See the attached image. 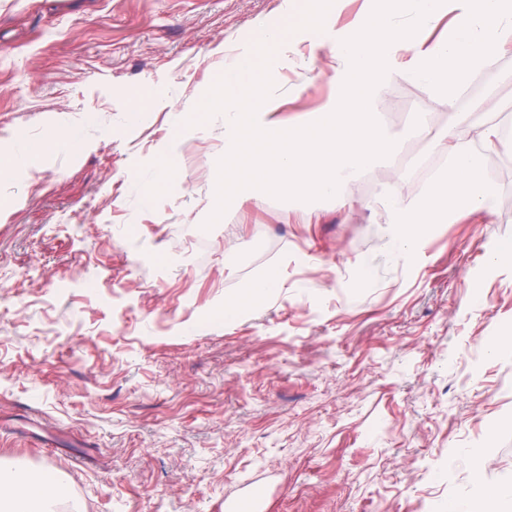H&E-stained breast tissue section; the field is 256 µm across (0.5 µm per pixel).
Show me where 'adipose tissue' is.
<instances>
[{
  "label": "adipose tissue",
  "instance_id": "adipose-tissue-1",
  "mask_svg": "<svg viewBox=\"0 0 512 512\" xmlns=\"http://www.w3.org/2000/svg\"><path fill=\"white\" fill-rule=\"evenodd\" d=\"M498 125L472 126L453 119L438 135L435 146L450 153L452 167L423 199L392 195L387 243L397 255H409L430 229L449 217L480 218L494 202L496 189L482 175L481 148L507 147ZM56 497L48 474L0 464V512H55Z\"/></svg>",
  "mask_w": 512,
  "mask_h": 512
}]
</instances>
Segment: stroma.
<instances>
[{
    "mask_svg": "<svg viewBox=\"0 0 512 512\" xmlns=\"http://www.w3.org/2000/svg\"><path fill=\"white\" fill-rule=\"evenodd\" d=\"M369 6L328 0L310 29L308 0H0V157L19 129L82 144L0 179V461L57 475L59 505L224 512L254 484L264 512H446L512 481V185L406 258L386 166L345 202L250 199L203 227L224 118L186 121L225 59L283 33L272 97L299 121ZM478 79L488 118L512 110V52ZM374 108L408 145L448 124L397 76ZM172 147L179 178L142 205ZM274 285L275 280L273 278L266 279L252 285L241 296L237 297L235 300H227L226 303L235 308L253 306L262 298H265Z\"/></svg>",
    "mask_w": 512,
    "mask_h": 512,
    "instance_id": "stroma-1",
    "label": "stroma"
}]
</instances>
